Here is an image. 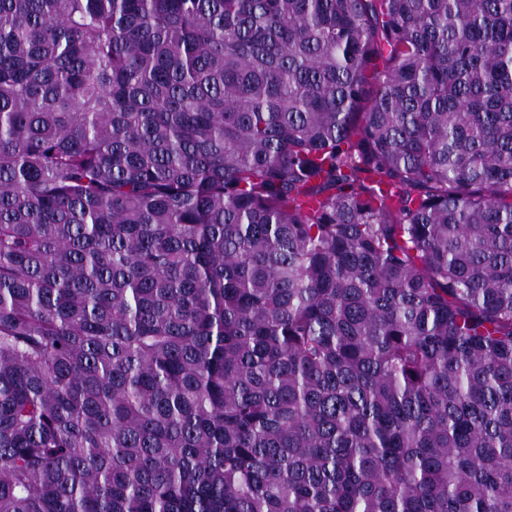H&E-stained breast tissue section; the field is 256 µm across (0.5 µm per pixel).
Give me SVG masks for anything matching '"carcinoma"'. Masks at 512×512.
Masks as SVG:
<instances>
[{"instance_id":"obj_1","label":"carcinoma","mask_w":512,"mask_h":512,"mask_svg":"<svg viewBox=\"0 0 512 512\" xmlns=\"http://www.w3.org/2000/svg\"><path fill=\"white\" fill-rule=\"evenodd\" d=\"M0 512H512V0H0Z\"/></svg>"}]
</instances>
